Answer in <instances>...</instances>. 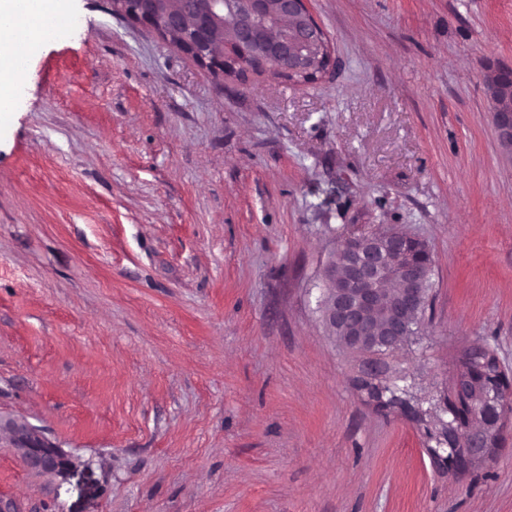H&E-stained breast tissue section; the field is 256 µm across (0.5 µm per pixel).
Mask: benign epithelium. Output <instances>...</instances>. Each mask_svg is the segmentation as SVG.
Masks as SVG:
<instances>
[{
	"label": "benign epithelium",
	"instance_id": "1",
	"mask_svg": "<svg viewBox=\"0 0 512 512\" xmlns=\"http://www.w3.org/2000/svg\"><path fill=\"white\" fill-rule=\"evenodd\" d=\"M112 12L150 27L170 46L216 75L231 69L251 72L249 58L266 59L281 73L322 79L334 66L329 39L311 20L308 0H110ZM486 85L493 123L501 142L512 146V66L489 71ZM349 263L326 297L329 323L355 352L391 350L403 342L409 319L420 310L423 282L432 267L430 249L421 239L399 230L348 237L342 241ZM399 280L392 293L387 284ZM479 388L477 377H456L452 398L469 400ZM495 402L496 421L485 423L472 414L467 425L452 431L459 448L449 462L466 473L488 462L502 449L512 402L486 394L482 407ZM22 463L31 470L64 474L71 460L25 424H10Z\"/></svg>",
	"mask_w": 512,
	"mask_h": 512
}]
</instances>
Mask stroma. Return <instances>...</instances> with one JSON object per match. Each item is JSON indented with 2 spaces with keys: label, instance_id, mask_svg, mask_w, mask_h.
Here are the masks:
<instances>
[{
  "label": "stroma",
  "instance_id": "stroma-1",
  "mask_svg": "<svg viewBox=\"0 0 512 512\" xmlns=\"http://www.w3.org/2000/svg\"><path fill=\"white\" fill-rule=\"evenodd\" d=\"M0 112V506L6 512H512V439L448 467L459 358L512 371V154L485 75L512 0H311L313 84L218 76L107 0H53ZM432 253L414 340L342 348L337 243ZM418 410L381 406L370 366ZM69 454L26 468L4 421Z\"/></svg>",
  "mask_w": 512,
  "mask_h": 512
}]
</instances>
